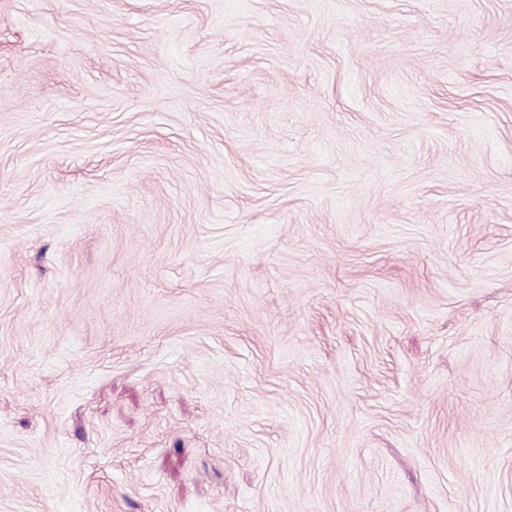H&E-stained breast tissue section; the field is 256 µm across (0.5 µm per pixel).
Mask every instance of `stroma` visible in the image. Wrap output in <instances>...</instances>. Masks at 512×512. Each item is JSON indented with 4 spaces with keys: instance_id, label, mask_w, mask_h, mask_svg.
<instances>
[{
    "instance_id": "35a3bbf8",
    "label": "stroma",
    "mask_w": 512,
    "mask_h": 512,
    "mask_svg": "<svg viewBox=\"0 0 512 512\" xmlns=\"http://www.w3.org/2000/svg\"><path fill=\"white\" fill-rule=\"evenodd\" d=\"M0 512H512V0H0Z\"/></svg>"
}]
</instances>
